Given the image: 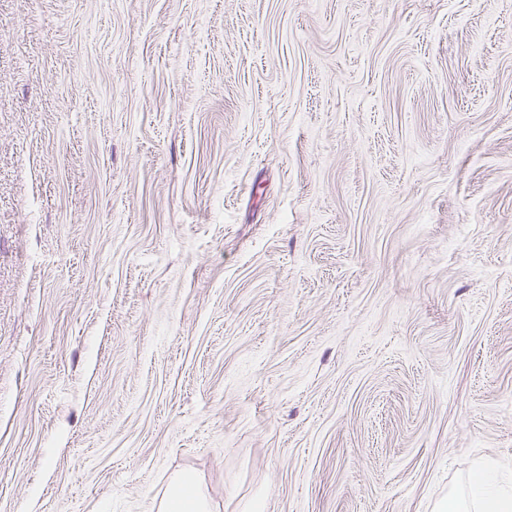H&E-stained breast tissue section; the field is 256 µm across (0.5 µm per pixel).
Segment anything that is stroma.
Here are the masks:
<instances>
[{
  "mask_svg": "<svg viewBox=\"0 0 512 512\" xmlns=\"http://www.w3.org/2000/svg\"><path fill=\"white\" fill-rule=\"evenodd\" d=\"M512 491V0H0V512ZM159 512H212L204 487L192 476L177 477L168 492L159 499Z\"/></svg>",
  "mask_w": 512,
  "mask_h": 512,
  "instance_id": "stroma-1",
  "label": "stroma"
}]
</instances>
